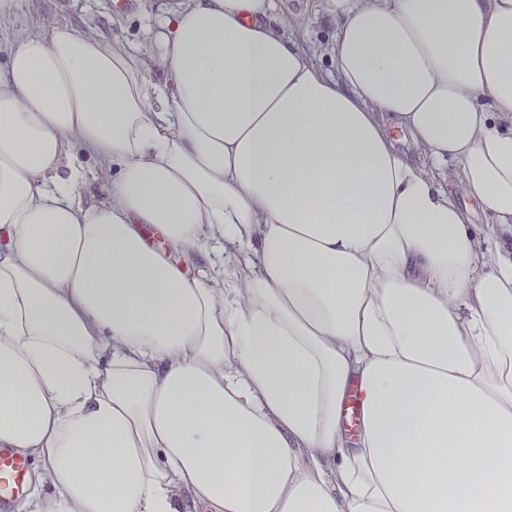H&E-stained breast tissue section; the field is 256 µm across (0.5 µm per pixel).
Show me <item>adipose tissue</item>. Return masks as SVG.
Masks as SVG:
<instances>
[{
  "mask_svg": "<svg viewBox=\"0 0 512 512\" xmlns=\"http://www.w3.org/2000/svg\"><path fill=\"white\" fill-rule=\"evenodd\" d=\"M321 21L330 74L288 0L8 48L0 448L36 512H512V0Z\"/></svg>",
  "mask_w": 512,
  "mask_h": 512,
  "instance_id": "adipose-tissue-1",
  "label": "adipose tissue"
}]
</instances>
